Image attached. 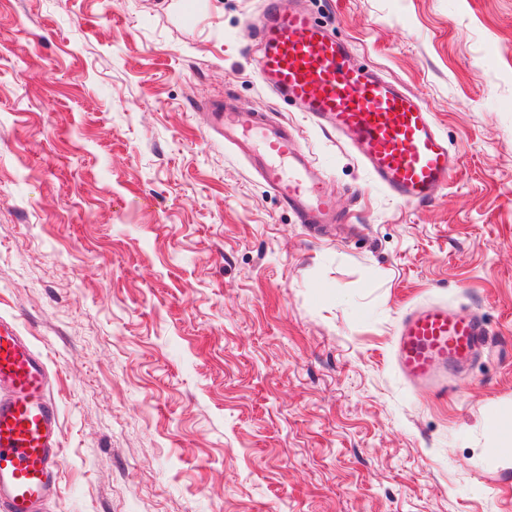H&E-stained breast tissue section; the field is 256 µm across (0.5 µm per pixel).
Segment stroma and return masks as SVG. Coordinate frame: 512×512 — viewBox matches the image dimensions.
<instances>
[{
    "label": "stroma",
    "mask_w": 512,
    "mask_h": 512,
    "mask_svg": "<svg viewBox=\"0 0 512 512\" xmlns=\"http://www.w3.org/2000/svg\"><path fill=\"white\" fill-rule=\"evenodd\" d=\"M434 113V200L378 186L258 81L261 0H0V320L41 356L45 512H512V0H309ZM305 130L339 222L308 233L209 124ZM482 316L448 396L393 360L410 307ZM486 428L498 448L512 452V412L508 420H504L499 414L492 415L486 422Z\"/></svg>",
    "instance_id": "stroma-1"
}]
</instances>
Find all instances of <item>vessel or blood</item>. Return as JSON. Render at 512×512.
<instances>
[{
    "mask_svg": "<svg viewBox=\"0 0 512 512\" xmlns=\"http://www.w3.org/2000/svg\"><path fill=\"white\" fill-rule=\"evenodd\" d=\"M256 74L263 87L330 130L377 185L408 204L431 202L454 157L428 108L381 73L349 63L345 45L303 8L265 0L254 22ZM211 125L247 154L252 168L301 223L336 221V198L298 135L267 114L212 105ZM485 331L472 314L432 303L405 314L396 363L439 392L448 371ZM59 414L47 370L15 327L0 324V512H41L61 471Z\"/></svg>",
    "mask_w": 512,
    "mask_h": 512,
    "instance_id": "obj_1",
    "label": "vessel or blood"
}]
</instances>
